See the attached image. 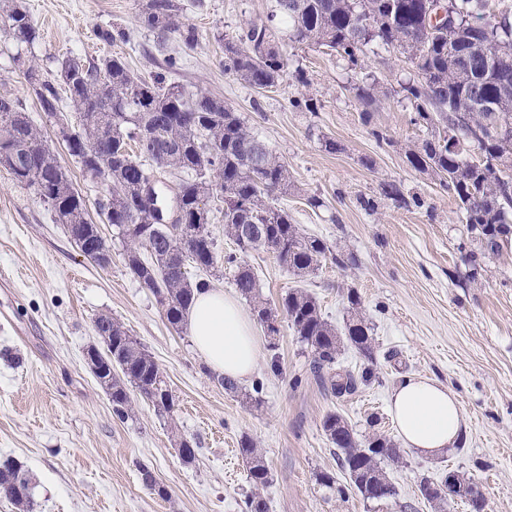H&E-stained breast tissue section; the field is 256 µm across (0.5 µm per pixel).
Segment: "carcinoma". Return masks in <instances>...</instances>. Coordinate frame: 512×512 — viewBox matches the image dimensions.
Segmentation results:
<instances>
[{
    "mask_svg": "<svg viewBox=\"0 0 512 512\" xmlns=\"http://www.w3.org/2000/svg\"><path fill=\"white\" fill-rule=\"evenodd\" d=\"M275 2L267 20L224 39V73L256 91L283 81L290 58L272 25L276 19L286 25L289 43L324 46L354 69L362 67L374 47L404 48L416 78L403 91L416 110L414 121L431 134L407 151V162L416 171L433 173L458 201L474 233L475 248L466 256L469 266L475 268L480 257L499 252L512 239V104L491 112L481 103L500 102L504 80L512 97V67L504 74L497 60L499 53L512 56V7L505 4L493 10L489 0H452L457 24L427 34L425 18L431 0H288L286 8L282 0ZM182 10L178 0L143 4L140 20L156 34L159 51L166 49L172 32L179 33L187 46L195 43V28L179 22ZM471 19L483 21L484 27H470ZM0 31L18 45L39 39V29L18 0L0 14ZM14 63L25 76L39 111L67 122L63 111L67 100L78 115L80 132L72 137L68 152L79 159L82 176L94 181L85 145H95L98 157L109 160L112 188L104 189L98 212L137 252L125 262L126 268L140 287L156 297L173 329L183 330L195 293L209 287L204 280L191 281L187 267L207 272L217 263L207 208L208 199L214 197L213 176L224 183V234L240 252L268 250L300 279L317 271L329 257L338 266L346 265L344 254L332 253L323 239L303 233L288 210L270 202L272 195L285 196L293 188L288 166L224 101L169 83L163 76L147 81L118 55L83 58L81 68L68 70L62 58L56 83L43 79L37 66L19 54ZM5 101L10 108L0 109V148L15 151L21 162L11 175L37 188L52 204L78 248L88 243L106 246L94 236L84 197L26 106L0 94V104ZM153 127L163 128L167 141L148 139L147 131ZM474 152L478 157H472ZM158 157L163 159L164 172L179 176L176 197L191 229L188 235L153 229L145 202L136 193L138 185L152 179L145 162ZM382 194L406 207L421 205L417 198L407 200L393 182L383 185ZM224 263L234 268L238 292L267 332H272L270 322L279 316L288 320L310 349L314 374L327 392L336 397L351 395L358 382L368 380V372L357 377L349 370H336L346 343L368 358L373 356L372 328L355 291L347 294L349 318L340 331L323 317L316 299L304 289L289 290L273 308L261 296L248 264L233 252L224 256ZM95 329L107 338L109 353L90 370L109 395L114 416L120 420L132 416L134 390L156 416L173 420L177 400L152 355L110 316H98ZM320 428L336 448L340 468L356 494L376 502L396 498V487L382 467L383 462L401 457L394 440L381 433L361 440L333 411L323 415ZM238 453L249 468L254 488L244 501L246 512H267L260 490L269 484L271 469L249 437L241 438ZM138 470L150 493L168 497L148 465L140 463ZM35 489L36 482L22 465L9 458L0 461V497L20 512H34ZM419 492L441 508L454 504L442 497L434 480L423 479Z\"/></svg>",
    "mask_w": 512,
    "mask_h": 512,
    "instance_id": "carcinoma-1",
    "label": "carcinoma"
}]
</instances>
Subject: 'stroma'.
I'll use <instances>...</instances> for the list:
<instances>
[{
    "label": "stroma",
    "instance_id": "stroma-1",
    "mask_svg": "<svg viewBox=\"0 0 512 512\" xmlns=\"http://www.w3.org/2000/svg\"><path fill=\"white\" fill-rule=\"evenodd\" d=\"M181 22L197 40L185 46L168 36L184 67L165 73L156 36L139 19L138 0H25L39 40L20 46L0 33V92L30 102L27 82L13 58L23 55L54 79L64 55L123 56L146 79L167 81L224 99L249 129L288 164L293 188L280 197L294 223L352 263L323 262L298 279L275 255L245 254L262 296L278 303L300 287L336 326L347 317V293L355 291L374 331V358L344 347L338 370H370V381L341 398L324 391L312 372V356L287 319L268 337L256 327L258 366L241 392H226L196 352L188 331H175L160 305L139 287L125 265L128 243L112 225L101 227L109 265L86 258L35 188L0 168V460L22 463L38 485L37 512H244L252 491L237 453L242 436L264 452L272 483L264 489L268 512H437L420 495L422 478L457 471L478 483L486 512H512V242L470 271L471 234L453 196L437 177L411 169L406 152L427 138L402 86L412 74L401 48L367 53L354 69L317 45L288 48L291 71L275 88L258 92L224 74L225 36L267 18L275 0H181ZM122 29L105 43L99 30ZM377 91L372 109L355 95L362 81ZM304 100L301 108L293 100ZM60 164L80 189L89 214L98 211L100 185L86 181L77 160L57 139L49 119L32 112ZM383 133L376 142L373 131ZM336 143L326 150L325 140ZM401 184L420 207L383 198L382 183ZM319 197L314 208L309 197ZM372 200L374 208L363 205ZM121 322L163 369L179 404L175 422L158 418L136 401L132 418L112 413L106 392L83 361L97 343V316ZM426 377L458 396L467 425L459 444L427 458L401 451L384 463L398 496L364 501L348 491L337 453L319 421L340 414L358 436L380 431L396 437L388 405L406 378ZM262 385V406L245 399ZM195 439L197 459L184 464L176 435ZM164 485L161 499L143 486L139 463ZM335 473L337 491L316 481Z\"/></svg>",
    "mask_w": 512,
    "mask_h": 512
}]
</instances>
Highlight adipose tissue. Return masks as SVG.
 I'll return each instance as SVG.
<instances>
[{
    "mask_svg": "<svg viewBox=\"0 0 512 512\" xmlns=\"http://www.w3.org/2000/svg\"><path fill=\"white\" fill-rule=\"evenodd\" d=\"M190 334L199 355L215 372L237 381L256 370L259 352L252 323L237 297L207 288L189 312ZM389 408L406 447L434 456L454 447L466 425L458 397L431 380L406 379Z\"/></svg>",
    "mask_w": 512,
    "mask_h": 512,
    "instance_id": "ef3b65f1",
    "label": "adipose tissue"
}]
</instances>
